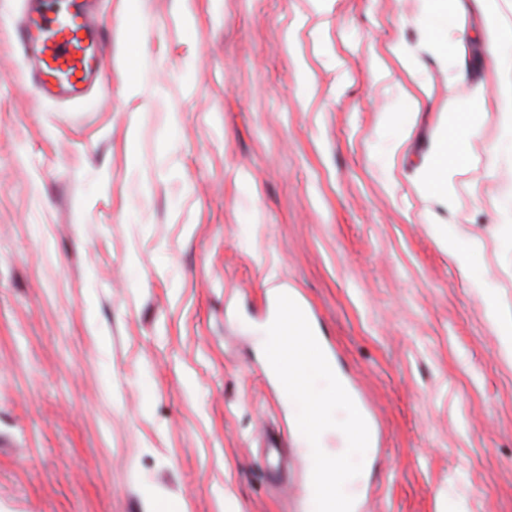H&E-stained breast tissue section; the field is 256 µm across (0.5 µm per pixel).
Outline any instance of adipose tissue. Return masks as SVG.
<instances>
[{"label":"adipose tissue","instance_id":"ef3b65f1","mask_svg":"<svg viewBox=\"0 0 512 512\" xmlns=\"http://www.w3.org/2000/svg\"><path fill=\"white\" fill-rule=\"evenodd\" d=\"M473 11L490 15L481 36L490 46L491 62L498 73L496 83L491 86L468 81L469 67L465 59L456 54L463 30L447 23L449 14L463 17ZM417 25L421 38L416 45L397 42L388 49L390 56L408 75L407 82L398 86L396 95L405 125H412L432 95L431 83L421 70L422 53L433 50L440 56L449 57V81L470 84L469 109L449 114L446 127L433 139L416 178L434 205L428 214L429 223L433 224L470 283L477 287L481 280L471 271V257L458 246L462 232L445 218L455 207L446 186L449 174L469 166L473 143L481 136L482 116L495 113L499 136L488 150L487 171L501 186L500 221L512 223V0H498L494 9L490 8L489 0H417Z\"/></svg>","mask_w":512,"mask_h":512}]
</instances>
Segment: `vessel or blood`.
<instances>
[{
  "instance_id": "1",
  "label": "vessel or blood",
  "mask_w": 512,
  "mask_h": 512,
  "mask_svg": "<svg viewBox=\"0 0 512 512\" xmlns=\"http://www.w3.org/2000/svg\"><path fill=\"white\" fill-rule=\"evenodd\" d=\"M14 38L27 64V80L40 99L76 101L96 87L106 45L94 0H25ZM261 442L268 478L280 479L281 433L265 430Z\"/></svg>"
}]
</instances>
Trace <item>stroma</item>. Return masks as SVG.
<instances>
[{
    "label": "stroma",
    "instance_id": "1",
    "mask_svg": "<svg viewBox=\"0 0 512 512\" xmlns=\"http://www.w3.org/2000/svg\"><path fill=\"white\" fill-rule=\"evenodd\" d=\"M21 5L0 0V512H224L228 492L301 512L309 454L251 331L279 288L371 411L344 486L364 512H512V358L484 315L512 309L496 115L448 179L474 288L412 180L465 88L423 56L433 100L408 130L383 121L404 70L374 79L418 36L413 0H143L137 29L97 0L104 85L64 105L22 74ZM462 24L494 83L483 17ZM268 427L283 484L257 461Z\"/></svg>",
    "mask_w": 512,
    "mask_h": 512
}]
</instances>
